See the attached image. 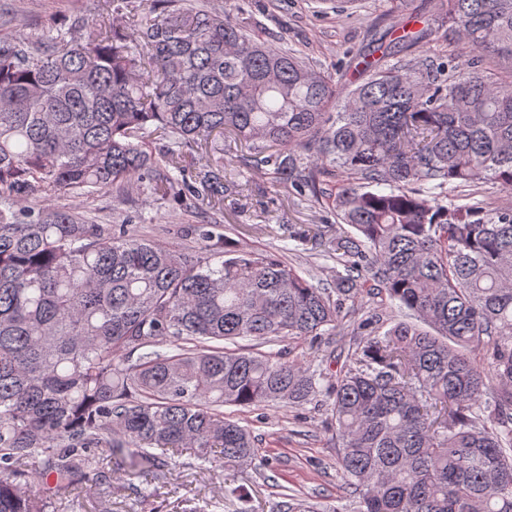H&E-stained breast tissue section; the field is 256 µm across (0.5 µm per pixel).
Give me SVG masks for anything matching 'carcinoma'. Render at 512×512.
<instances>
[{
  "label": "carcinoma",
  "instance_id": "obj_1",
  "mask_svg": "<svg viewBox=\"0 0 512 512\" xmlns=\"http://www.w3.org/2000/svg\"><path fill=\"white\" fill-rule=\"evenodd\" d=\"M385 2L398 35L349 88L206 0L0 43V512H51L106 450L142 474L188 448L240 466L255 440L224 407L320 396L354 512H512V207L448 190L512 187V0ZM434 34L474 58L405 55ZM227 138L357 231L328 241L332 286L213 224L186 247L52 203L136 180L219 209ZM365 296L407 314L360 320L334 382L224 349L324 336Z\"/></svg>",
  "mask_w": 512,
  "mask_h": 512
}]
</instances>
